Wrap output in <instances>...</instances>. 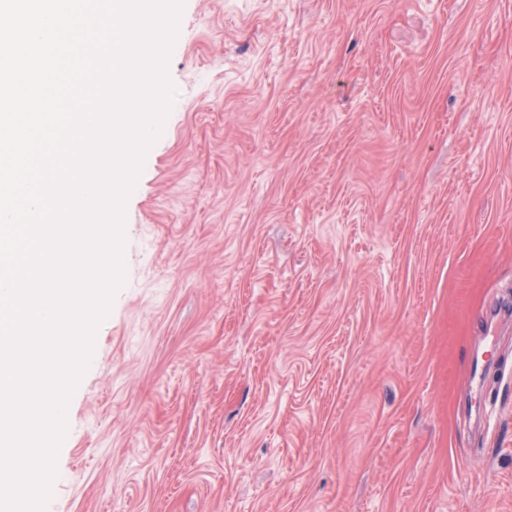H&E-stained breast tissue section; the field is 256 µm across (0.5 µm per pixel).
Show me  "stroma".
Instances as JSON below:
<instances>
[{
    "label": "stroma",
    "instance_id": "1",
    "mask_svg": "<svg viewBox=\"0 0 512 512\" xmlns=\"http://www.w3.org/2000/svg\"><path fill=\"white\" fill-rule=\"evenodd\" d=\"M168 74L45 512H512V0H184Z\"/></svg>",
    "mask_w": 512,
    "mask_h": 512
}]
</instances>
